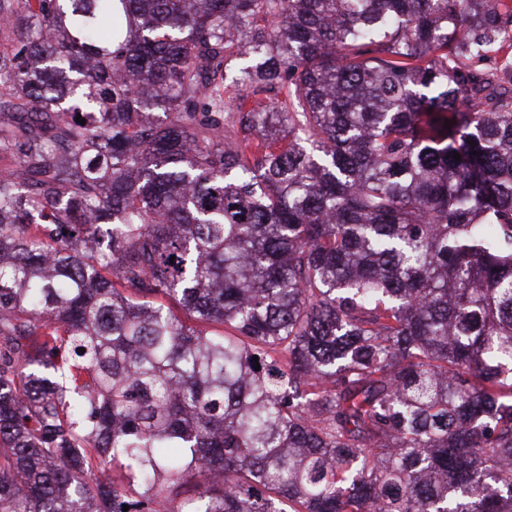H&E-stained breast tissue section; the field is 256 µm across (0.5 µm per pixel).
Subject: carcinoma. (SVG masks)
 Returning <instances> with one entry per match:
<instances>
[{
	"label": "carcinoma",
	"instance_id": "cac0c4a2",
	"mask_svg": "<svg viewBox=\"0 0 512 512\" xmlns=\"http://www.w3.org/2000/svg\"><path fill=\"white\" fill-rule=\"evenodd\" d=\"M511 33L0 0V512H512Z\"/></svg>",
	"mask_w": 512,
	"mask_h": 512
}]
</instances>
